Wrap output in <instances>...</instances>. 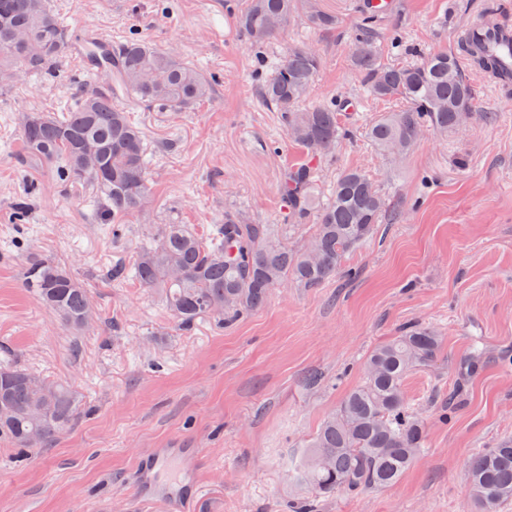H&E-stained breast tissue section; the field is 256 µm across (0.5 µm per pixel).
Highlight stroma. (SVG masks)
<instances>
[{
    "instance_id": "1",
    "label": "stroma",
    "mask_w": 512,
    "mask_h": 512,
    "mask_svg": "<svg viewBox=\"0 0 512 512\" xmlns=\"http://www.w3.org/2000/svg\"><path fill=\"white\" fill-rule=\"evenodd\" d=\"M65 31L137 37L181 52L213 86L189 112L127 107L149 150V215L113 224L92 188L63 189L29 157L26 113L60 114L76 92L104 87L70 54L54 78L0 83V362L72 386L71 428L26 461L0 442V512H170L140 498L135 472L149 448L199 452L200 494L186 512H286L306 495L294 479L303 444L363 379L378 344L409 325L441 338L434 363L404 382L426 427V445L388 489L339 494L317 512H474L467 463L512 438V95L467 70L475 112L450 134L426 128L405 155L380 154L369 125L395 110L369 96L351 56L360 0H314L335 29L297 14L264 50L265 73L289 45L321 60L305 106L341 98L349 136L319 163L314 193L358 169L389 203L376 233L316 288L274 289L261 309L228 328L198 319L180 330L161 291L116 281L151 233L184 224L206 234L238 210L253 223L280 219L281 178L301 158L280 115L256 92L254 49L236 17L247 0H49ZM380 18L385 61L452 46L468 21L512 0H396ZM51 260L89 290L91 316L74 330L23 285L25 268ZM481 358L463 371L473 348Z\"/></svg>"
}]
</instances>
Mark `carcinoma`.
<instances>
[{"label":"carcinoma","instance_id":"carcinoma-1","mask_svg":"<svg viewBox=\"0 0 512 512\" xmlns=\"http://www.w3.org/2000/svg\"><path fill=\"white\" fill-rule=\"evenodd\" d=\"M299 7L300 0H248L237 26L259 51L288 26ZM378 18L373 13L359 25L353 64L376 100L402 104L368 128L371 143L395 159L417 142L424 128L453 132L460 112L474 107L460 57L469 56L471 67L480 71L490 68V62L460 43L430 51L414 64L387 63L374 46ZM307 19L319 29L337 25L335 17L310 5ZM72 50L47 0H0V72L15 68L23 58L26 71L52 76ZM85 55L109 76L107 87L81 96L61 118L28 113L21 138L26 153L56 165L65 184L93 186L107 201L112 223L118 224L141 213L149 193L145 136L118 99L128 96L159 112H183L208 99L212 86L176 50L136 38L111 50L93 44ZM320 63L314 50L293 44L273 75L257 85L302 154L282 180L287 209L281 223L255 224L227 211L224 223L206 237L182 224H164L134 263L116 265L111 277L162 289L178 325L188 328L204 316L228 325L263 307L278 286L316 288L336 274L345 255L373 236L388 203L358 169L342 172L326 200L313 193L314 162L348 133L340 101L299 109ZM306 226L309 238L296 249L288 243V233ZM25 286L72 328L86 323L88 291L58 264L30 265ZM440 344L434 330L411 326L374 348L364 363L363 382L308 440L294 473L310 497L291 504L290 512H316L321 498L384 489L400 479L425 438L424 421L406 399L404 381L434 360ZM35 382L44 388L39 396L31 390ZM76 415L69 386L10 364L0 366V440L19 453L52 442ZM468 471V495L476 512H499L501 504L512 500V440L474 455Z\"/></svg>","mask_w":512,"mask_h":512}]
</instances>
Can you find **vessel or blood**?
<instances>
[{"label": "vessel or blood", "mask_w": 512, "mask_h": 512, "mask_svg": "<svg viewBox=\"0 0 512 512\" xmlns=\"http://www.w3.org/2000/svg\"><path fill=\"white\" fill-rule=\"evenodd\" d=\"M470 46L493 61L491 79L512 91V26L482 17L463 28ZM198 457L191 448H151L138 468V492L146 498L165 497L171 512H182L185 492L199 493L193 474Z\"/></svg>", "instance_id": "vessel-or-blood-1"}]
</instances>
